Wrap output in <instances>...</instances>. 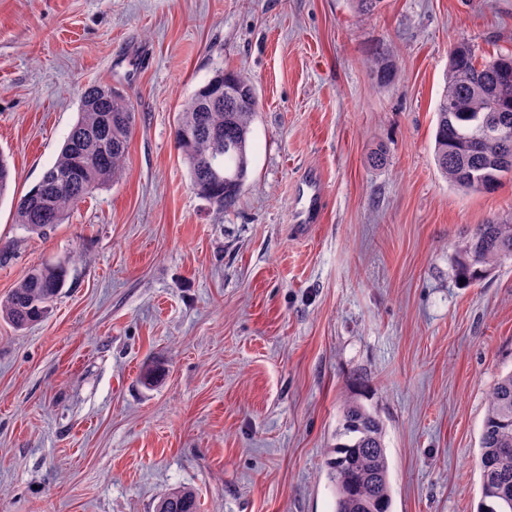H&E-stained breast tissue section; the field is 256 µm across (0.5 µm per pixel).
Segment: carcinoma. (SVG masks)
<instances>
[{
	"label": "carcinoma",
	"mask_w": 512,
	"mask_h": 512,
	"mask_svg": "<svg viewBox=\"0 0 512 512\" xmlns=\"http://www.w3.org/2000/svg\"><path fill=\"white\" fill-rule=\"evenodd\" d=\"M377 81L392 69L385 50L373 57ZM258 112L252 79L241 70H219L183 105L175 144L183 156L196 194L219 212L234 209L248 177L251 125ZM512 120V52L478 60L467 42L450 51L444 91L435 115L434 159L460 189L488 192L512 175L508 148L475 140L483 118ZM136 125L134 105L109 86L83 88L78 118L57 161L28 192L12 199L16 224L42 234L64 222L68 212L94 192L110 186L124 169ZM224 138L216 155L213 134ZM12 173L0 152V201L8 194ZM505 258H512V218L476 224L452 256L455 278L468 287L487 279ZM69 268L46 264L29 271L0 300V316L25 329L43 320L64 287ZM380 415L354 398L344 405L336 447L326 465L336 488L335 512H392L389 461ZM481 474L478 512H512V372L500 376L489 393L479 441ZM189 488L163 495L155 512H197Z\"/></svg>",
	"instance_id": "carcinoma-1"
}]
</instances>
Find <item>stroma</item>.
I'll use <instances>...</instances> for the list:
<instances>
[{
    "mask_svg": "<svg viewBox=\"0 0 512 512\" xmlns=\"http://www.w3.org/2000/svg\"><path fill=\"white\" fill-rule=\"evenodd\" d=\"M461 41L512 52V0H383L366 20L350 0H0L12 193L54 164L86 85L136 112L120 179L46 235L0 201V299L69 265L46 319H0V512H154L179 487L199 512H334L326 453L357 397L385 424L393 512H477L488 395L512 371V259L466 288L451 258L470 226L512 216V178L466 193L434 163ZM223 67L259 98L230 212L175 147L184 102ZM309 169L327 202L305 232ZM324 186L316 171H308L299 180L294 199V224H318L321 219Z\"/></svg>",
    "mask_w": 512,
    "mask_h": 512,
    "instance_id": "1",
    "label": "stroma"
}]
</instances>
